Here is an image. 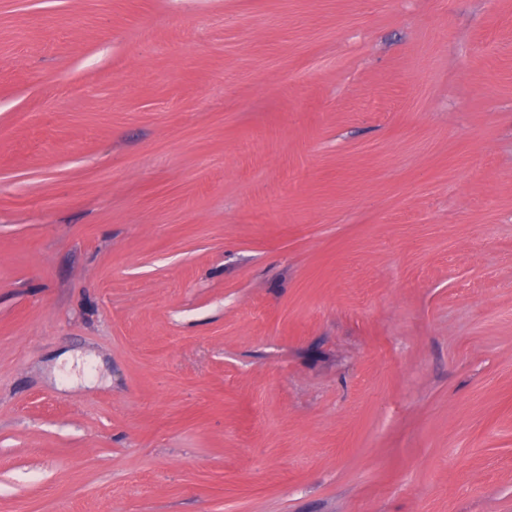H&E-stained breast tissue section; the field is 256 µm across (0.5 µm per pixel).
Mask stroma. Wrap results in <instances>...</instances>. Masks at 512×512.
I'll list each match as a JSON object with an SVG mask.
<instances>
[{
  "label": "stroma",
  "instance_id": "obj_1",
  "mask_svg": "<svg viewBox=\"0 0 512 512\" xmlns=\"http://www.w3.org/2000/svg\"><path fill=\"white\" fill-rule=\"evenodd\" d=\"M0 512H512V0H0Z\"/></svg>",
  "mask_w": 512,
  "mask_h": 512
}]
</instances>
